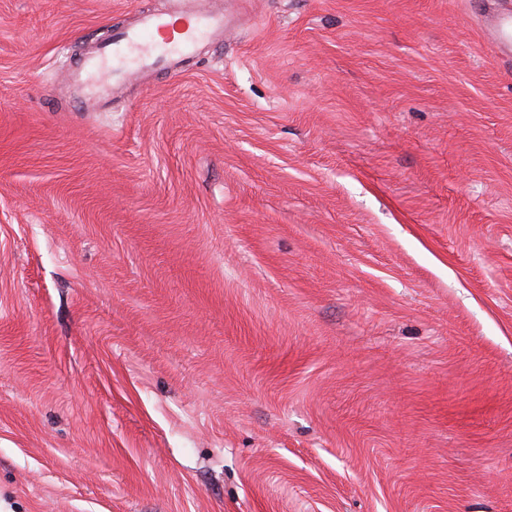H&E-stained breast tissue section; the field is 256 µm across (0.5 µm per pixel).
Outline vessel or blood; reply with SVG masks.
I'll list each match as a JSON object with an SVG mask.
<instances>
[{
    "mask_svg": "<svg viewBox=\"0 0 512 512\" xmlns=\"http://www.w3.org/2000/svg\"><path fill=\"white\" fill-rule=\"evenodd\" d=\"M228 23L223 12L197 4L141 14L73 69L77 106L89 112L108 105L131 66L143 73L157 66L178 69L201 42L223 43Z\"/></svg>",
    "mask_w": 512,
    "mask_h": 512,
    "instance_id": "b4317fda",
    "label": "vessel or blood"
}]
</instances>
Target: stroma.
<instances>
[{"instance_id":"obj_1","label":"stroma","mask_w":512,"mask_h":512,"mask_svg":"<svg viewBox=\"0 0 512 512\" xmlns=\"http://www.w3.org/2000/svg\"><path fill=\"white\" fill-rule=\"evenodd\" d=\"M0 0V512H512V0ZM228 23L223 10L195 3L141 14L133 26L114 31L111 42L72 70L77 106L90 112L108 105L115 86L123 83L132 64L141 73L157 66L177 71L201 42L223 44Z\"/></svg>"}]
</instances>
